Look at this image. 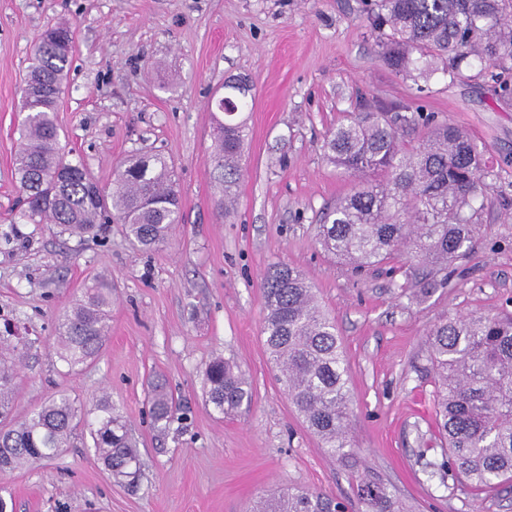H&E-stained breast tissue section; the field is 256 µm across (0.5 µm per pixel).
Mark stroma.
Wrapping results in <instances>:
<instances>
[{
    "label": "stroma",
    "instance_id": "35a3bbf8",
    "mask_svg": "<svg viewBox=\"0 0 512 512\" xmlns=\"http://www.w3.org/2000/svg\"><path fill=\"white\" fill-rule=\"evenodd\" d=\"M371 0H0V326L34 347L17 366L13 416L65 394L94 408L107 399L139 444L135 482L115 480L90 433L54 459L0 473L13 512H249L279 487L353 493L351 472L324 453L276 378L263 345L261 284L273 265L300 270L334 318L349 364L351 434L366 467L394 483L414 512H512V490L474 492L429 479L440 458L426 333L443 317L512 312V107L477 68L461 79L402 76L377 56ZM73 32L60 98L61 144L104 187L117 163L171 160L181 222L161 247L134 248L122 225L75 237L34 223L14 173L24 78L39 34ZM247 74L246 141L234 209L214 178L225 78ZM408 101L465 129L485 149L479 229L447 287L410 299L394 274L339 262L318 242L319 218L354 186L323 155L331 128L363 100ZM112 281L109 337L71 373L55 325L95 277ZM221 357L252 397L227 415L203 398V373ZM161 385L180 404L154 425Z\"/></svg>",
    "mask_w": 512,
    "mask_h": 512
}]
</instances>
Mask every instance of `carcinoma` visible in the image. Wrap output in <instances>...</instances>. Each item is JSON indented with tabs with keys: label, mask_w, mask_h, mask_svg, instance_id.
I'll list each match as a JSON object with an SVG mask.
<instances>
[{
	"label": "carcinoma",
	"mask_w": 512,
	"mask_h": 512,
	"mask_svg": "<svg viewBox=\"0 0 512 512\" xmlns=\"http://www.w3.org/2000/svg\"><path fill=\"white\" fill-rule=\"evenodd\" d=\"M379 57L393 71L455 80L477 62L497 100L512 106V0H375L370 17ZM73 32L50 27L41 34L28 69L14 157L28 217L46 220L70 235L92 234L116 220L129 241L144 249L165 243L180 223V197L173 165L155 153L123 162L116 181L103 188L81 161L60 144L57 103L72 61ZM224 80V132L216 134L215 168L224 197L240 176L245 141L239 112L242 84ZM422 125L427 136L414 145L403 132ZM322 150L341 173L357 179L352 193L326 212L318 238L327 251L350 264L382 263L405 251L425 274L408 275L401 295L448 285V265L469 251L478 225L475 202L485 189L484 149L464 129L436 122L420 106L392 102L365 106L326 135ZM262 332L288 401L324 451L350 466L353 411L349 367L336 323L319 307L312 286L290 266L276 265L263 282ZM112 282L98 278L84 288L71 312L58 321L61 361L77 370L95 360L108 335ZM429 358L438 378L434 421L441 436L437 472L467 480L474 489H512V316L445 318L427 333ZM33 342L0 336V471H13L57 457L86 426V412L69 396L50 399L22 421L12 416L14 373ZM206 401L220 414L251 399L248 383L222 359L204 372ZM179 404L162 390L151 398L154 422L166 426ZM91 427L94 448L117 477H136V441L104 400ZM362 512H407L399 490L366 472L355 475ZM262 512H347L341 498L280 487L260 501Z\"/></svg>",
	"instance_id": "obj_1"
}]
</instances>
